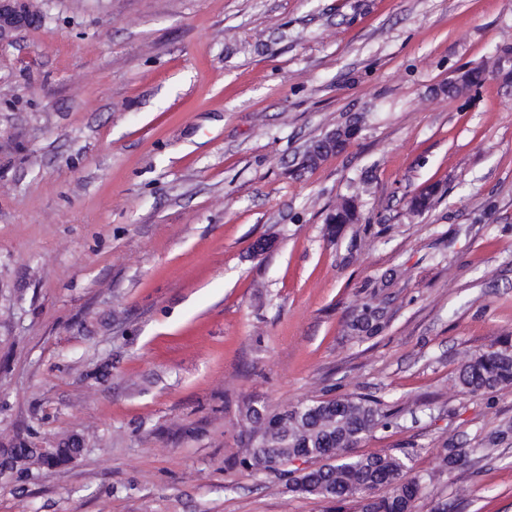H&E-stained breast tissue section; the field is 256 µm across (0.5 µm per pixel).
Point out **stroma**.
I'll return each mask as SVG.
<instances>
[{"label": "stroma", "instance_id": "1", "mask_svg": "<svg viewBox=\"0 0 512 512\" xmlns=\"http://www.w3.org/2000/svg\"><path fill=\"white\" fill-rule=\"evenodd\" d=\"M33 7L0 45V448L80 453L0 475V512H334L243 465L245 408L352 395L414 512H512V386L456 380L512 340V0ZM338 131L339 133H336ZM357 131L356 123H349L329 132L323 139L322 144L312 151L313 161L318 165L326 154L336 152V141H350Z\"/></svg>", "mask_w": 512, "mask_h": 512}]
</instances>
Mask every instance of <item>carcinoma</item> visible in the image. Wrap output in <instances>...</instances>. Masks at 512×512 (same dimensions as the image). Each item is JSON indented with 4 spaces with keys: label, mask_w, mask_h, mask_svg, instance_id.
Returning a JSON list of instances; mask_svg holds the SVG:
<instances>
[{
    "label": "carcinoma",
    "mask_w": 512,
    "mask_h": 512,
    "mask_svg": "<svg viewBox=\"0 0 512 512\" xmlns=\"http://www.w3.org/2000/svg\"><path fill=\"white\" fill-rule=\"evenodd\" d=\"M485 69L476 67L456 76V82L467 87L480 85ZM372 307L352 320L357 333L371 338L380 329V317L370 315ZM457 380L472 393H492L512 385V347L506 344L473 356L461 364ZM248 419L255 426L267 429L288 418V453L277 449V440L271 433L262 436L251 448L252 466L275 471L298 457L328 456L333 462L321 465L292 478L293 491L321 496L338 502L354 499L360 512H413L421 492L418 476L409 475V467L400 458L372 454L354 455L352 449L364 435L379 426L388 425V415L382 413L377 402L366 396H346L302 403L297 410L269 413L253 405L247 408ZM471 450L462 447L447 449L443 464L448 469L463 468L470 462ZM19 465L0 461V474L15 473L19 477L49 463H64L72 457L71 449L58 448L47 456L41 448H17Z\"/></svg>",
    "instance_id": "carcinoma-1"
}]
</instances>
